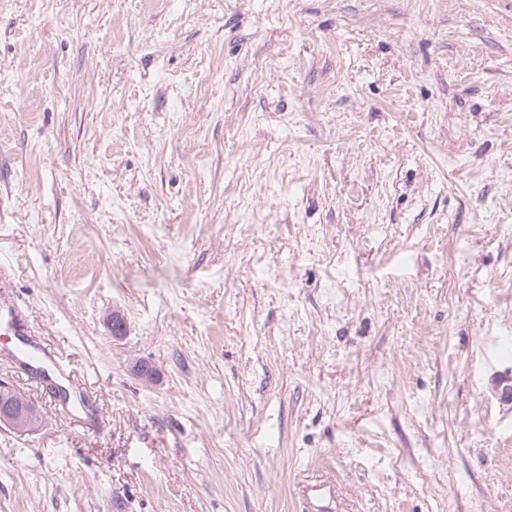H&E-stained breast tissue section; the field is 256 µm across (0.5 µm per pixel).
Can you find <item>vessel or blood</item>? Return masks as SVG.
<instances>
[{"label":"vessel or blood","instance_id":"b4317fda","mask_svg":"<svg viewBox=\"0 0 512 512\" xmlns=\"http://www.w3.org/2000/svg\"><path fill=\"white\" fill-rule=\"evenodd\" d=\"M9 285L7 264L0 261V327L10 330L14 341L5 352L22 368L33 374H45L46 364H58L57 354L38 344L33 329L27 324L23 307L11 300L6 289ZM488 374L484 394L499 408L512 413V362L502 361L499 352L487 355ZM334 482L317 481L306 484L303 495L311 512H332L331 505L336 499Z\"/></svg>","mask_w":512,"mask_h":512}]
</instances>
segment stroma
<instances>
[{
    "mask_svg": "<svg viewBox=\"0 0 512 512\" xmlns=\"http://www.w3.org/2000/svg\"><path fill=\"white\" fill-rule=\"evenodd\" d=\"M0 255V512H512V0H0ZM0 331L3 326L11 331L14 341L11 346L0 347L3 351L17 362L22 368L32 374L45 375V364L58 365L59 357L52 351L38 344L32 336H35L33 329L27 324L23 307L15 300L7 296L9 288V275L7 264L4 259L0 261ZM488 374L484 394L500 409L512 413V361L504 362L496 350L487 354ZM16 395L6 382H0V424L18 432L31 430L36 426V413L23 402L9 400L5 394ZM336 484L331 481H316L304 486L303 495L311 512H332L331 503L336 499Z\"/></svg>",
    "mask_w": 512,
    "mask_h": 512,
    "instance_id": "1",
    "label": "stroma"
}]
</instances>
